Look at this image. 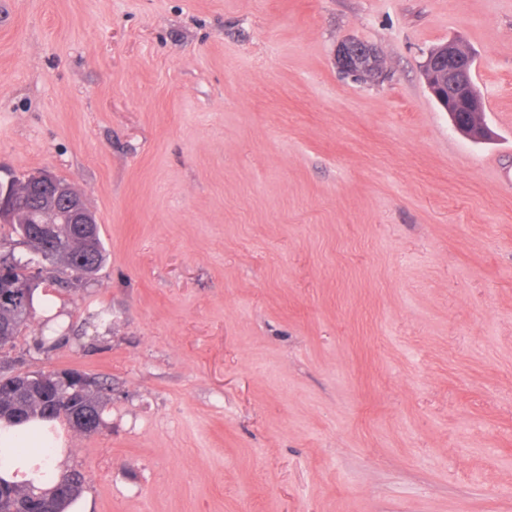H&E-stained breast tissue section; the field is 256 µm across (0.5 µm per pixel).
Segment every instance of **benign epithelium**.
<instances>
[{
	"label": "benign epithelium",
	"instance_id": "benign-epithelium-1",
	"mask_svg": "<svg viewBox=\"0 0 512 512\" xmlns=\"http://www.w3.org/2000/svg\"><path fill=\"white\" fill-rule=\"evenodd\" d=\"M335 56L337 67L356 81H374L383 73L379 52L370 43L354 38L343 40L336 45ZM472 66L471 55L452 41L426 56L422 72L430 92L449 115L458 112L460 102L470 114L465 122L454 120V126L470 138L482 140L488 137L489 130L479 120L484 112L482 100L468 82ZM31 187L41 192L38 229L42 233L49 234L60 219L64 224L78 225L86 236L87 246L93 247L92 225L97 219L82 195L49 172L33 175Z\"/></svg>",
	"mask_w": 512,
	"mask_h": 512
}]
</instances>
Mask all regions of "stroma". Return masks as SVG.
Wrapping results in <instances>:
<instances>
[{
	"label": "stroma",
	"instance_id": "1",
	"mask_svg": "<svg viewBox=\"0 0 512 512\" xmlns=\"http://www.w3.org/2000/svg\"><path fill=\"white\" fill-rule=\"evenodd\" d=\"M41 170L106 261L31 266L68 339L0 375L108 383L91 512H512V0H0V178ZM337 67L356 81L378 80L383 73L377 48L367 42L350 38L336 45ZM473 59L457 41L442 45L435 53L430 52L422 63V72L430 92L449 113L454 126L472 139L488 137L489 130L482 120L484 112L480 96L468 82ZM461 94L463 112L470 113L468 121L461 122L454 117L458 110V97Z\"/></svg>",
	"mask_w": 512,
	"mask_h": 512
}]
</instances>
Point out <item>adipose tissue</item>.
I'll list each match as a JSON object with an SVG mask.
<instances>
[{"instance_id":"ef3b65f1","label":"adipose tissue","mask_w":512,"mask_h":512,"mask_svg":"<svg viewBox=\"0 0 512 512\" xmlns=\"http://www.w3.org/2000/svg\"><path fill=\"white\" fill-rule=\"evenodd\" d=\"M67 465L68 450L59 422H0V478L45 489L49 486L46 473L60 474Z\"/></svg>"}]
</instances>
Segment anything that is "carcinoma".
Here are the masks:
<instances>
[{
    "mask_svg": "<svg viewBox=\"0 0 512 512\" xmlns=\"http://www.w3.org/2000/svg\"><path fill=\"white\" fill-rule=\"evenodd\" d=\"M38 219L32 192L21 185L16 196L11 226L13 233L26 236L21 244L52 266H62L76 274V279L98 272L105 261L102 239H97L96 249L86 247L80 230L74 224H58L54 239L36 232ZM8 276L0 279V349L12 343L35 314L34 297L15 284L28 280L27 264L14 253L0 258ZM104 383L91 379L89 385L77 388L65 385L47 376L40 385L23 384L19 377L10 383H0V419L21 423L31 418H56L68 421L82 430L83 421L92 419L102 423L104 403L101 392ZM65 501L55 493L34 489L30 484L13 485L0 480V512H64Z\"/></svg>",
    "mask_w": 512,
    "mask_h": 512,
    "instance_id": "cac0c4a2",
    "label": "carcinoma"
}]
</instances>
